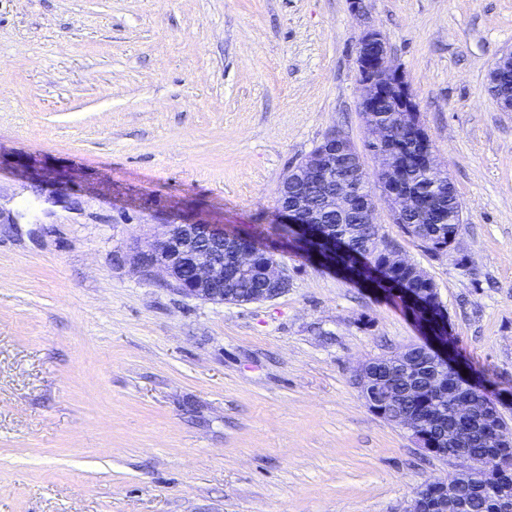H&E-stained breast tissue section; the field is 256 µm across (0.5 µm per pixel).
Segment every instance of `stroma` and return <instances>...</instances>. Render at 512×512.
Returning <instances> with one entry per match:
<instances>
[{
    "label": "stroma",
    "instance_id": "stroma-1",
    "mask_svg": "<svg viewBox=\"0 0 512 512\" xmlns=\"http://www.w3.org/2000/svg\"><path fill=\"white\" fill-rule=\"evenodd\" d=\"M0 0V512H403L465 468L367 406L365 360L422 343L395 297L309 260L277 188L329 132L367 173L356 44L406 75L463 228L439 292L512 425V112L488 74L512 0ZM202 221L272 252L277 298L213 304L128 258Z\"/></svg>",
    "mask_w": 512,
    "mask_h": 512
}]
</instances>
